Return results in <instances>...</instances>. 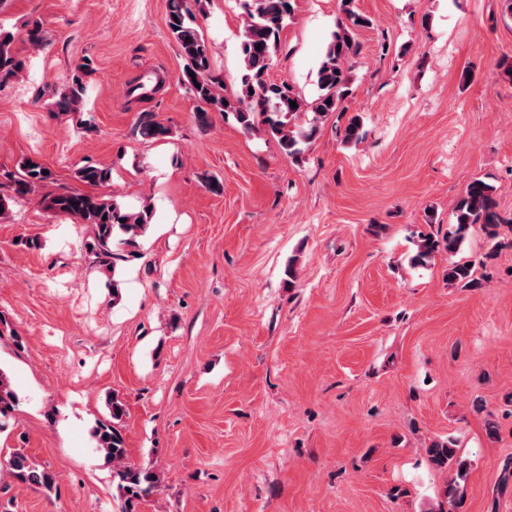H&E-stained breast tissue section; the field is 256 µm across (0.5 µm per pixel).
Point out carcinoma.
<instances>
[{"mask_svg":"<svg viewBox=\"0 0 512 512\" xmlns=\"http://www.w3.org/2000/svg\"><path fill=\"white\" fill-rule=\"evenodd\" d=\"M295 0H245L247 20L241 34L240 58L242 65L241 88L234 97L224 95L222 82L211 74L208 48L201 30L196 24L195 12L205 11L203 0H167V26L174 40L182 49L185 60L183 81L197 102L195 118L201 127L210 125V113H232L246 132L263 127L264 133L274 138L281 151L287 156L302 152V146L310 145L320 131V121L333 112H343V102L348 96V70L352 57L357 53L355 32L370 24V20L353 6L354 0H341V11L345 19L333 32L317 70L318 97L310 104L305 103L296 88L286 80L279 83L268 79V69L273 55L281 44V35L287 21L294 12ZM13 37L0 32V86L19 76L25 67L23 59L12 51ZM261 48H256V45ZM93 72L90 62L78 67L60 98L55 102L62 112H79L83 108L86 92L85 77ZM194 76H189V73ZM296 107H291L290 102ZM311 110L314 116L308 123L297 128L289 126L295 115ZM139 133L146 139L162 140L169 129L154 120L149 114L142 115ZM43 163L32 157L24 158L15 173L6 174L13 194L0 196V218L10 213L11 202L26 197L46 186L51 174L45 173ZM79 181L89 186H99L110 181L109 169L86 164L77 170ZM494 187L475 179L453 206L456 229L448 232L444 241L425 237L419 244L416 259L423 262L443 247L455 253L462 242L468 226L481 225L491 240L486 257L495 255L500 242L496 241L498 229L512 220L501 215L493 196ZM44 208L70 217L83 224L93 226V236L87 243V253L108 271L117 269L128 255L113 250V241L122 235V244L137 245V238L143 236L151 224L150 209H130L115 200H107L91 193L60 188L41 195ZM448 280L473 284L472 267L466 263H453L448 268ZM16 400L8 375L0 370V430L5 419L12 412ZM110 419L100 421L92 435L96 446L104 452L105 458L113 464V481L128 509L132 512L133 502L158 487V472L127 462L128 449L123 435L122 419L125 405L117 396L109 398ZM429 460L439 468L454 471L453 478L444 489L447 505L454 507L464 498L466 464L456 456V450L449 441L434 442L426 449ZM8 465L14 475L23 483L42 487L47 491L55 487V478L43 465L29 457L23 450H14Z\"/></svg>","mask_w":512,"mask_h":512,"instance_id":"obj_1","label":"carcinoma"}]
</instances>
